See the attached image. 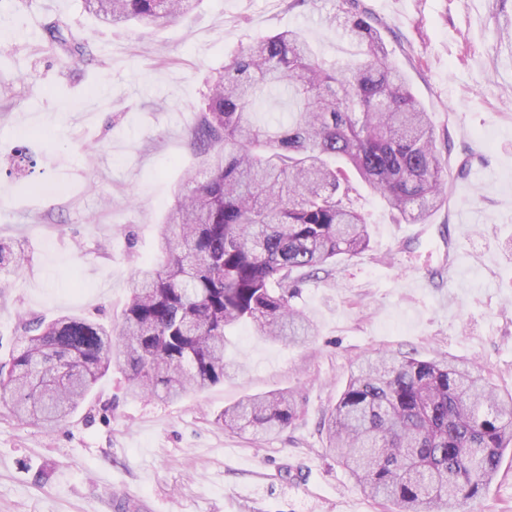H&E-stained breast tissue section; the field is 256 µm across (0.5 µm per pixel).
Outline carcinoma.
<instances>
[{"mask_svg": "<svg viewBox=\"0 0 512 512\" xmlns=\"http://www.w3.org/2000/svg\"><path fill=\"white\" fill-rule=\"evenodd\" d=\"M197 0H85L115 27L173 24ZM330 23L360 47L341 68L319 61L285 30L238 50L189 130L198 166L187 172L160 231L161 259L135 268L118 322L65 314L23 323L22 345L0 363V399L23 424L67 419L112 367L130 396L178 399L228 376L229 330L242 323L284 344L315 332L294 309L298 284L341 256L368 249L358 184L391 215L423 224L447 201L448 170L428 112L388 62L378 21L361 0H336ZM52 48L72 62L85 43L58 19ZM288 92V120L259 118L274 90ZM0 242V267L25 268ZM296 417L286 391L246 397L224 424L267 436ZM328 449L373 499L398 512L462 509L496 476L512 447V393L485 383L454 357L363 360L323 422Z\"/></svg>", "mask_w": 512, "mask_h": 512, "instance_id": "1", "label": "carcinoma"}]
</instances>
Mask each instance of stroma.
I'll return each mask as SVG.
<instances>
[{"instance_id": "obj_1", "label": "stroma", "mask_w": 512, "mask_h": 512, "mask_svg": "<svg viewBox=\"0 0 512 512\" xmlns=\"http://www.w3.org/2000/svg\"><path fill=\"white\" fill-rule=\"evenodd\" d=\"M394 66L429 112L448 164L447 204L397 224L361 190L367 251L304 280L292 303L314 322L284 346L237 326L224 382L173 402L128 394L115 369L51 430L0 401V512H390L327 451L322 422L364 357L476 363L512 392V0H363ZM200 0L185 20L115 28L83 0H0V241L24 251L0 271V361L20 321L69 312L108 324L159 232L186 169L194 112L242 46L297 29L319 60H355L330 27L333 0ZM88 37L94 60L48 49L46 24ZM37 165L10 174L17 147ZM60 184L53 196L44 183ZM292 392L297 416L272 436L225 427L247 395ZM465 512H512V449Z\"/></svg>"}]
</instances>
